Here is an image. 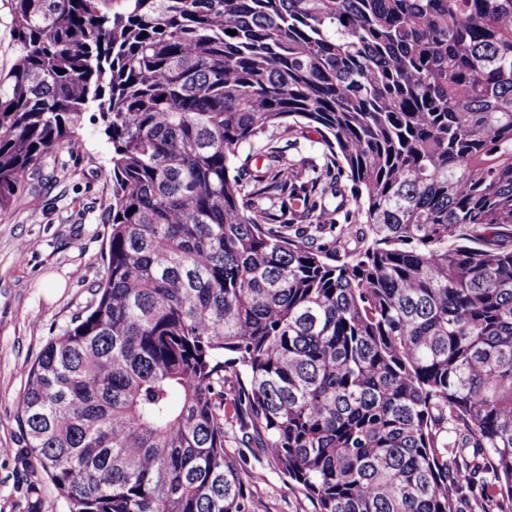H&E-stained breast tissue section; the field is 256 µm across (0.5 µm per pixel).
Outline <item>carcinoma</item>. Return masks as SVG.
Wrapping results in <instances>:
<instances>
[{"label":"carcinoma","instance_id":"1","mask_svg":"<svg viewBox=\"0 0 512 512\" xmlns=\"http://www.w3.org/2000/svg\"><path fill=\"white\" fill-rule=\"evenodd\" d=\"M11 12L0 210L58 177L89 107L112 144L101 282L25 371L31 495L250 512L230 420L315 512H457L477 479L512 512V0ZM290 118L355 186L339 261L253 203L288 161L252 172L248 148Z\"/></svg>","mask_w":512,"mask_h":512}]
</instances>
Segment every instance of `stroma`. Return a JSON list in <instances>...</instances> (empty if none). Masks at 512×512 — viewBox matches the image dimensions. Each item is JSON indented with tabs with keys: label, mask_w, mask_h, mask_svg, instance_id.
<instances>
[{
	"label": "stroma",
	"mask_w": 512,
	"mask_h": 512,
	"mask_svg": "<svg viewBox=\"0 0 512 512\" xmlns=\"http://www.w3.org/2000/svg\"><path fill=\"white\" fill-rule=\"evenodd\" d=\"M81 134V147L57 156L65 178L39 183L0 210V512H66L51 482H44L39 502L28 496L19 459L27 436L17 415L26 369L85 310L103 272L111 231V146L95 109L84 112ZM272 135L274 146L302 174L289 181L287 195L263 201L274 228L343 253L356 231L352 184L339 175L321 132L283 125ZM308 202L328 222L312 223L304 209ZM224 448L250 475L253 512H313L311 501L261 449L246 444L238 425L226 426Z\"/></svg>",
	"instance_id": "obj_1"
}]
</instances>
